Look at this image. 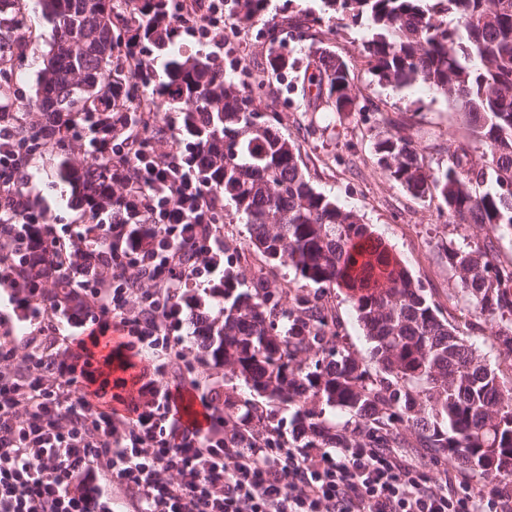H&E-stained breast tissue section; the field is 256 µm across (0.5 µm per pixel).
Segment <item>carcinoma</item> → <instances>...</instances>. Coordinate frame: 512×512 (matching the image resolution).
Masks as SVG:
<instances>
[{"mask_svg": "<svg viewBox=\"0 0 512 512\" xmlns=\"http://www.w3.org/2000/svg\"><path fill=\"white\" fill-rule=\"evenodd\" d=\"M17 0H0V119L12 115L9 78L1 67L13 54L23 19ZM131 37L168 56L165 79L155 88L156 107L187 105L181 135L197 146L198 172L209 188L235 205L247 226L248 245L271 264L291 267L316 286L286 307L263 276L233 275L225 257L224 319L197 316L193 342L243 380L259 397L296 408L291 440L299 448H432L485 477L512 476V392L499 374L478 361L458 330L437 315L423 288L374 235L336 200L315 190L288 141L257 114L244 112L242 89L206 59L174 50L166 23L168 0H128ZM323 12H351L368 20L362 51L378 82L422 84L456 109L483 149L472 155L448 150V164L425 165L412 138L396 129L376 139L389 177L411 194L434 191L457 224H473L484 238L448 252L459 291L478 317L493 322L506 355L512 354V265L498 260L495 234L512 231V0H321ZM52 26L53 43L37 79L32 107L42 122L19 131L28 153L47 130L65 139L68 121L97 117L99 141L112 139L113 93L129 97L124 67L113 63L112 0H37ZM244 19L259 15L264 0H239ZM86 36L83 56L71 43ZM318 95L333 111L353 112L346 61L325 48L314 51ZM62 155L55 177L70 188L82 212L112 207L113 157L83 143ZM35 282L50 273L55 296L65 300L72 280L89 277L98 262L56 270L41 247L26 252ZM344 288L372 343L375 373L349 350L328 345L327 289ZM245 408L273 433V415L250 399L224 396L227 410ZM351 415L340 424L327 411ZM415 438L409 439L405 429Z\"/></svg>", "mask_w": 512, "mask_h": 512, "instance_id": "cac0c4a2", "label": "carcinoma"}]
</instances>
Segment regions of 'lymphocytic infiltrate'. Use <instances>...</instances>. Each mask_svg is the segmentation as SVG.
Masks as SVG:
<instances>
[{
	"label": "lymphocytic infiltrate",
	"mask_w": 512,
	"mask_h": 512,
	"mask_svg": "<svg viewBox=\"0 0 512 512\" xmlns=\"http://www.w3.org/2000/svg\"><path fill=\"white\" fill-rule=\"evenodd\" d=\"M173 38L224 33L217 0H172ZM113 183L124 186L129 220L83 224L86 241L110 239L114 272L81 285L79 327L95 341L58 348L57 337L19 343L15 321L39 322L58 307L28 282L18 262L46 221L17 129L0 123V289L15 321L0 318V512H512V489L491 496L469 477L445 473L428 485L424 458L410 448H289L251 422L228 425L223 392L186 381L184 313L192 292L224 277L220 199L202 190L179 140L150 152L137 137L105 144ZM138 272L125 276V268ZM120 331L122 368L100 340ZM197 393L206 424L184 423L177 399Z\"/></svg>",
	"instance_id": "lymphocytic-infiltrate-1"
}]
</instances>
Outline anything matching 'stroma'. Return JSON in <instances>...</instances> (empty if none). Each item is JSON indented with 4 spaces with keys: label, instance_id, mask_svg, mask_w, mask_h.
<instances>
[{
    "label": "stroma",
    "instance_id": "35a3bbf8",
    "mask_svg": "<svg viewBox=\"0 0 512 512\" xmlns=\"http://www.w3.org/2000/svg\"><path fill=\"white\" fill-rule=\"evenodd\" d=\"M320 6V0H268L259 16L243 21L236 15L234 0H224V47L220 53H213L209 43L190 37L177 41L176 46L208 56L226 78L238 83L251 102V111L294 146L302 172L313 187L336 198L371 227L423 287L440 317L458 327L483 363L506 366L493 329L471 330L473 309L458 291L448 263L449 249L476 242L479 229L453 223L436 194L420 198L396 184L379 164L373 146L376 134L392 129L400 120L425 164L432 168L447 164L449 145H461L475 153L479 144L442 95L419 86L378 84L361 48L366 20L346 14L322 20L318 17ZM20 8L27 19L28 44L14 52L8 67L14 73L10 84L14 110L22 117L30 110L52 29L36 0H21ZM319 47L348 63L358 98L355 111L332 112L325 99L305 92L304 70L313 64V52ZM274 50L288 56L293 68L271 69L268 59ZM63 151V145L48 143L30 160L31 193L47 206L51 232L72 234L78 214L68 203V189L50 177ZM219 218L224 243L237 258L233 270L241 280L265 277L282 289L289 302L312 293V286L296 279L293 269L271 265L259 251L248 247L247 228L232 202H225ZM324 299L339 325L340 346L360 362L369 363L371 344L346 291L328 289ZM187 351L194 358V380L206 387L219 385L230 393L247 394L244 382L227 376L223 364L214 363L198 347L188 346Z\"/></svg>",
    "mask_w": 512,
    "mask_h": 512
}]
</instances>
